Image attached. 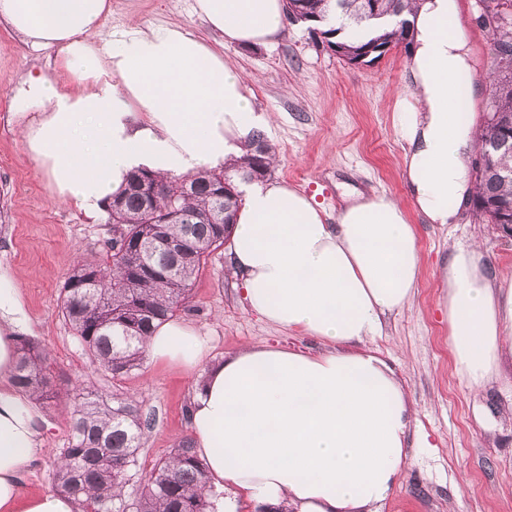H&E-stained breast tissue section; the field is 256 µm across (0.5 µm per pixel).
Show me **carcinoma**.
<instances>
[{
	"label": "carcinoma",
	"mask_w": 512,
	"mask_h": 512,
	"mask_svg": "<svg viewBox=\"0 0 512 512\" xmlns=\"http://www.w3.org/2000/svg\"><path fill=\"white\" fill-rule=\"evenodd\" d=\"M509 24L490 32L494 67L492 116L477 131L481 145H495L489 172L475 180L473 208L490 224L512 206V0H489ZM287 18L310 22L320 42L341 59H359L372 46L396 47L405 30L363 16L362 0H287ZM273 163L264 134L245 165L233 171L203 170L160 177L148 171L131 174L124 189L112 195L107 212L120 233L112 237L105 262H77L62 286V313L92 357L114 377L142 367L152 328L187 309L192 285L209 255L224 245L240 201L236 180L264 179ZM156 187L139 188L138 181ZM189 182L192 192L179 193ZM224 191L223 203L215 195ZM140 276L142 286L126 287ZM14 386L29 399L48 403L59 389L47 368V353L31 338L18 339ZM71 438L53 476V489L72 497L81 512H214L208 475L191 440H180L154 465L141 494L127 502L123 491L136 466L150 417L129 397H108L93 390L72 396Z\"/></svg>",
	"instance_id": "obj_1"
}]
</instances>
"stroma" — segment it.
I'll return each mask as SVG.
<instances>
[{
	"instance_id": "obj_1",
	"label": "stroma",
	"mask_w": 512,
	"mask_h": 512,
	"mask_svg": "<svg viewBox=\"0 0 512 512\" xmlns=\"http://www.w3.org/2000/svg\"><path fill=\"white\" fill-rule=\"evenodd\" d=\"M195 0H112L106 27L179 25L194 34L209 31L194 11ZM467 36L472 76L479 91L468 120L480 127L492 95L491 38L472 20L474 0H458ZM224 56L252 75L253 103L272 113L267 141L277 163L274 180L314 193L335 216L345 188L371 185L407 203L400 179L405 152L395 126L407 90L408 51L392 48L369 66H352L318 46L307 24L290 22L270 45L228 47ZM58 77L56 49L32 50L0 22V271L20 290L17 333L35 339L49 354L58 387H90L103 394L133 397L152 419L125 489L134 498L142 478L188 434L192 388L198 371L167 362L115 377L97 370L62 314L61 288L77 260L107 256L114 234L108 219L92 221L59 204L44 172L22 143L25 125L39 107L29 96V75ZM422 254L414 303L385 315L379 335L363 350L394 370L417 414L409 434L404 477L382 512H512V355L499 377L472 392L456 373L448 347V322L438 308L443 260L454 248L478 241L486 268H512V237L465 211L456 224H429L408 208ZM182 319L211 340L216 356L242 346L270 343L305 353L319 349L309 336L275 327L248 312L228 266L225 248L208 257L191 291ZM48 430L45 450L23 477L25 492L50 490L71 433V404H36Z\"/></svg>"
}]
</instances>
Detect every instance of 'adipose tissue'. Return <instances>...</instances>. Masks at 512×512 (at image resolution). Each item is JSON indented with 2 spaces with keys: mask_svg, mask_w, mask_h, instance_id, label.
I'll return each mask as SVG.
<instances>
[{
  "mask_svg": "<svg viewBox=\"0 0 512 512\" xmlns=\"http://www.w3.org/2000/svg\"><path fill=\"white\" fill-rule=\"evenodd\" d=\"M413 9L411 105L397 117L407 144L401 178L428 223L452 224L472 192L474 131L461 115L476 86L457 0H415ZM194 10L216 41L178 25L105 28L111 0H0V18L34 49H56L71 84L35 77L40 117L22 130L61 202L100 219L132 170L229 167L270 129L252 80L224 49L283 38L286 0H195ZM227 253L247 309L321 349L247 344L215 359L208 338L176 317L148 339L151 360L206 368L190 429L211 485L228 494L224 512H237L236 491L289 512H379L402 478L416 408L390 366L359 345L417 294L414 225L375 192L357 194L329 224L314 196L259 181L242 190ZM481 259L479 243L455 249L438 302L455 370L474 391L512 352V272L488 271ZM21 314L17 288L0 273V512H75L64 495L22 490L43 451V422L11 383Z\"/></svg>",
  "mask_w": 512,
  "mask_h": 512,
  "instance_id": "ef3b65f1",
  "label": "adipose tissue"
}]
</instances>
